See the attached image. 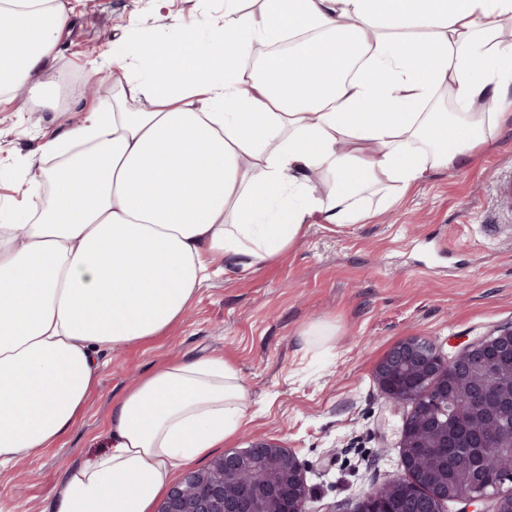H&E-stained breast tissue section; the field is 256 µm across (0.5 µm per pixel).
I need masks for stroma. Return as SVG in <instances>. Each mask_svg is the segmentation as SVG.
I'll return each instance as SVG.
<instances>
[{"label": "stroma", "mask_w": 512, "mask_h": 512, "mask_svg": "<svg viewBox=\"0 0 512 512\" xmlns=\"http://www.w3.org/2000/svg\"><path fill=\"white\" fill-rule=\"evenodd\" d=\"M69 15L55 60L53 104L21 87L0 103V206L25 189L40 145L110 101L111 81L83 88L91 67L130 29L166 40L223 15L224 0H62ZM512 169V121L459 169L438 170L368 223L313 224L267 267L213 278L166 331L112 353L72 427L0 472V512H44L67 465L97 452L112 404L144 374L179 357L231 361L249 393L248 437L279 439L298 457L311 512H356L364 493L404 476L399 428L410 407L380 393L375 368L419 336L446 356L512 324V215L495 186ZM323 326L327 335H315Z\"/></svg>", "instance_id": "35a3bbf8"}]
</instances>
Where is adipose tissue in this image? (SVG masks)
Segmentation results:
<instances>
[{
  "mask_svg": "<svg viewBox=\"0 0 512 512\" xmlns=\"http://www.w3.org/2000/svg\"><path fill=\"white\" fill-rule=\"evenodd\" d=\"M0 88L51 95L59 0H0ZM512 0H262L161 43L132 36L111 102L44 141L0 225V470L73 423L104 357L254 272L309 225L362 224L512 116ZM302 62L256 45L298 34ZM451 91L454 112L430 106ZM325 191H317L316 180ZM221 357L167 363L112 407L106 449L66 467L49 512H151L177 470L246 424Z\"/></svg>",
  "mask_w": 512,
  "mask_h": 512,
  "instance_id": "1",
  "label": "adipose tissue"
}]
</instances>
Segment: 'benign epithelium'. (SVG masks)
Instances as JSON below:
<instances>
[{
	"mask_svg": "<svg viewBox=\"0 0 512 512\" xmlns=\"http://www.w3.org/2000/svg\"><path fill=\"white\" fill-rule=\"evenodd\" d=\"M375 379L388 401L411 404L400 429L402 466L412 488L433 499L434 512H444L448 486L417 467L414 449L432 439L435 448L476 450L470 439L458 436L460 411L448 404V387L468 394L467 413L483 417L486 443L512 456V325L463 345L451 358L411 336L379 361ZM496 488L476 482L458 498L472 503L499 498ZM311 498L296 455L277 439L259 437L185 473L156 512H309Z\"/></svg>",
	"mask_w": 512,
	"mask_h": 512,
	"instance_id": "benign-epithelium-1",
	"label": "benign epithelium"
}]
</instances>
